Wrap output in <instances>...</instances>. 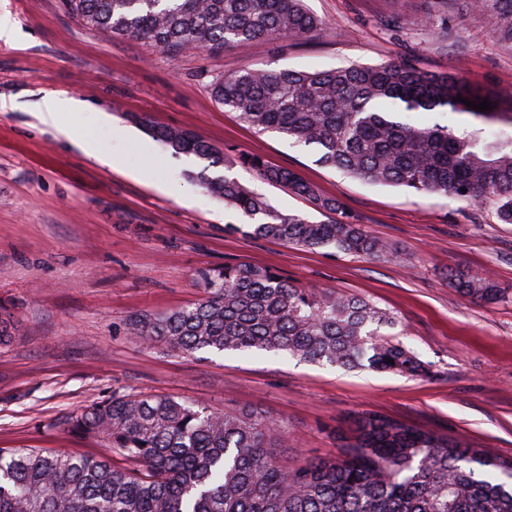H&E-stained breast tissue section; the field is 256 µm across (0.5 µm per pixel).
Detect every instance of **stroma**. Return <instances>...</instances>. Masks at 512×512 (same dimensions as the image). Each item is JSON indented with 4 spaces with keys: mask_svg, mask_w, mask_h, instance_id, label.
<instances>
[{
    "mask_svg": "<svg viewBox=\"0 0 512 512\" xmlns=\"http://www.w3.org/2000/svg\"><path fill=\"white\" fill-rule=\"evenodd\" d=\"M322 26L307 37L259 40L209 54H163L88 28L60 0H0L16 31L0 39V306L16 336L0 347V448L110 457L105 441L69 433L66 418L112 394L257 408L288 424L281 458L298 467L336 454L340 433L373 413L489 453L512 456V224L491 204L376 186L320 164L311 150L259 132L212 95L216 77L244 68L313 70L408 57L422 70L460 73L494 96V120L455 115L458 135L512 134V46L477 10L440 0H305ZM84 101L71 134L40 119L46 93ZM258 154L337 198L398 262L306 249L231 232L242 218L199 186L204 166L172 155L149 124ZM96 139L120 169L87 158ZM229 174L285 213L321 215L287 189L232 166ZM249 262L290 283L370 300L394 314L390 335L415 351L426 376L344 371L289 355L192 356L131 336L133 316L163 314L205 295L203 271ZM491 278L485 304L446 279Z\"/></svg>",
    "mask_w": 512,
    "mask_h": 512,
    "instance_id": "35a3bbf8",
    "label": "stroma"
}]
</instances>
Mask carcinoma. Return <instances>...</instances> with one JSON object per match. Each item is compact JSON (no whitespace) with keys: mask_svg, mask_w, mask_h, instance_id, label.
<instances>
[{"mask_svg":"<svg viewBox=\"0 0 512 512\" xmlns=\"http://www.w3.org/2000/svg\"><path fill=\"white\" fill-rule=\"evenodd\" d=\"M83 24L122 38L146 39L161 53L222 52L262 39L299 37L322 22L303 0H61ZM489 33L512 45V0H479ZM214 97L252 128L276 132L313 149L318 162L371 184L411 194L441 193L490 202L512 224V137L483 142L450 126L423 123L427 112L470 113L455 100L491 96L455 75L415 68L406 60L324 70L245 69L212 83ZM175 154L208 162L196 179L235 207L248 237L291 246H332L371 260L401 259L370 235L341 203L257 154L235 161L282 185L328 216L312 221L285 214L236 178L210 176L224 153L198 134L149 125ZM462 296L502 299L487 277L450 272ZM205 296L164 314L140 315L129 333L192 355L286 352L342 369L417 376L426 366L399 341L384 338L394 317L374 303L316 292L252 263L203 274ZM0 310V345L14 338ZM394 363H389V360ZM71 433L102 438L114 459L51 449H0V512H512V459L379 415L354 421L355 445L290 469L277 450L288 447V425L262 412L214 410L199 402L124 394L70 415Z\"/></svg>","mask_w":512,"mask_h":512,"instance_id":"cac0c4a2","label":"carcinoma"}]
</instances>
